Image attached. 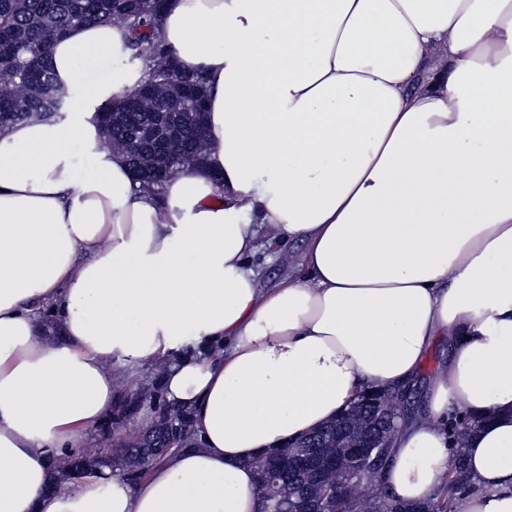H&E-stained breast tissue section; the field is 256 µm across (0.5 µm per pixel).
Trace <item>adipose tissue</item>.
I'll return each mask as SVG.
<instances>
[{"label":"adipose tissue","instance_id":"ef3b65f1","mask_svg":"<svg viewBox=\"0 0 512 512\" xmlns=\"http://www.w3.org/2000/svg\"><path fill=\"white\" fill-rule=\"evenodd\" d=\"M160 36L207 86V164L162 195L100 148L140 77L124 27L52 45L65 124L0 131V512H260L261 452L407 387L440 338L378 483L432 502L460 447L455 512H512V0H167ZM261 236L305 246L272 288ZM116 360L166 364L194 441L136 483H57Z\"/></svg>","mask_w":512,"mask_h":512}]
</instances>
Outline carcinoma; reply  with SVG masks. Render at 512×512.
Wrapping results in <instances>:
<instances>
[{"instance_id":"carcinoma-1","label":"carcinoma","mask_w":512,"mask_h":512,"mask_svg":"<svg viewBox=\"0 0 512 512\" xmlns=\"http://www.w3.org/2000/svg\"><path fill=\"white\" fill-rule=\"evenodd\" d=\"M167 0H0V130L27 119L58 123L64 119L67 89L57 80L50 60L54 42L79 26L120 24L129 32L126 49L130 59L140 66L141 79L135 85L139 92L138 109L126 110L124 101L109 102L100 107L97 116H112L118 112L117 124L101 125L107 144L112 135L127 134L149 112H162L173 107L174 99L189 91L206 98V83L198 74L182 71L172 52L158 32ZM207 155L205 142V112L184 125L182 145L176 148L177 160L163 163L155 158L135 155L125 158L129 168L149 175L154 168L164 169L163 181L180 173H190L204 166ZM156 414V421L137 441L125 442L116 448L91 444L73 448L52 459L51 467L57 481H74L90 476L105 466L119 470L132 481L143 478L162 459L154 448L167 430V417L172 409L163 397L162 379L129 391L121 389L106 422L119 426L130 422L144 406ZM348 418L333 421L313 434L317 445L336 452V430ZM258 474L259 492L265 493L264 507L272 512H289V502L296 501L289 485L276 486L274 473L288 472V449L254 461ZM472 487L463 452L456 454L448 476V490L438 500L412 507L393 500L386 493L376 494L379 512H453L454 494Z\"/></svg>"}]
</instances>
